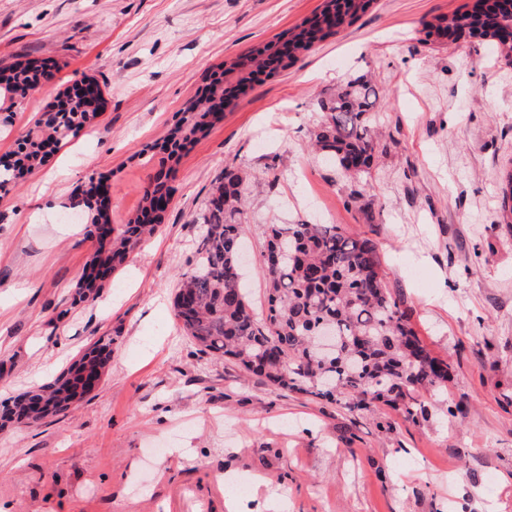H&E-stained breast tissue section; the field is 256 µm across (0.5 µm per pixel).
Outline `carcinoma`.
Masks as SVG:
<instances>
[{
  "label": "carcinoma",
  "mask_w": 512,
  "mask_h": 512,
  "mask_svg": "<svg viewBox=\"0 0 512 512\" xmlns=\"http://www.w3.org/2000/svg\"><path fill=\"white\" fill-rule=\"evenodd\" d=\"M487 0H474L471 7L438 15L424 24L422 42L440 38L457 29H467L473 38L495 41L499 54L512 62V40L500 32L512 29V12L496 25L485 20ZM373 0H324L321 9L282 38L294 47L288 60L271 54L273 44L257 48L250 58L255 68L273 64L285 70L315 44L336 34L322 26L321 19L334 11L345 25H352L371 7ZM224 75L235 78L236 95L251 88L250 76L241 62L224 63ZM22 63L0 66V92L13 93L23 82ZM214 86L192 100L183 116L170 129L173 144L190 142L207 132L211 115L208 103ZM380 93L363 77L349 80L336 94L321 101L323 121L315 133L314 147L339 166L350 181L348 199H363L368 183L364 175L373 164L378 147L373 125ZM101 108L82 97L73 101L71 119L54 129L63 138L80 128ZM240 171H224V183L216 188L203 217L198 260L184 274L173 306L183 331L200 351L224 357L241 369L263 378L277 390L309 395L319 401L341 404L351 413L384 403L400 410L413 422L426 417L418 402L422 391L442 389L448 382V363L434 356L419 338L411 322L410 308L392 295L385 282L376 242L351 234L339 224H271L267 252L279 251L278 261L265 259L268 284L267 314L254 312L240 265L242 241L249 232L245 216ZM163 217L143 224L129 219L112 244L101 242L85 275L95 286L102 265H123L147 238L154 235ZM327 322L336 333L338 346L331 358L319 356L317 332ZM66 380L57 387L42 388L44 404L60 414L67 410L72 390L80 382V368L72 365Z\"/></svg>",
  "instance_id": "cac0c4a2"
}]
</instances>
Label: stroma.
<instances>
[{"label":"stroma","instance_id":"obj_1","mask_svg":"<svg viewBox=\"0 0 512 512\" xmlns=\"http://www.w3.org/2000/svg\"><path fill=\"white\" fill-rule=\"evenodd\" d=\"M467 0H374L352 26L253 83L172 160L143 163L225 59L245 57L323 0H0V64L44 65L39 89L0 111V156L84 79L104 108L0 188V410L41 389L101 337L112 360L73 410L0 420V512H512V65L493 41L423 43ZM383 91L369 211L313 150L320 100L356 77ZM246 173L245 279L266 314L270 224L333 222L379 247L394 296L448 383L425 420L361 415L274 390L200 352L173 311L225 170ZM170 180L158 234L91 291L99 247L89 193L112 226ZM461 413L449 414L452 405ZM263 478L227 501L229 478Z\"/></svg>","mask_w":512,"mask_h":512}]
</instances>
